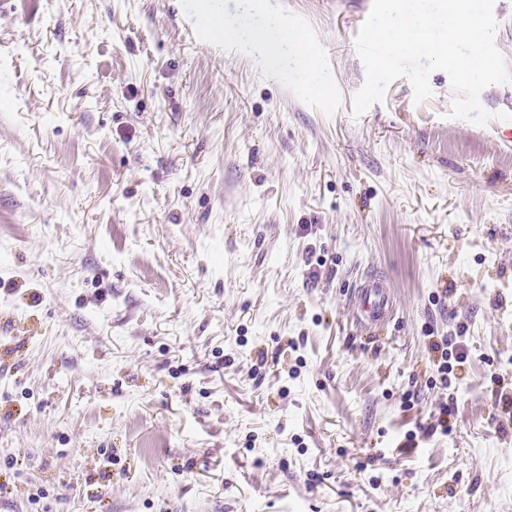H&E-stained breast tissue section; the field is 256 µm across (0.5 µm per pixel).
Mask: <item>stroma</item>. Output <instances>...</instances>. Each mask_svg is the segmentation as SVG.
<instances>
[{
	"mask_svg": "<svg viewBox=\"0 0 512 512\" xmlns=\"http://www.w3.org/2000/svg\"><path fill=\"white\" fill-rule=\"evenodd\" d=\"M191 2L0 0V506L512 512V84L356 120L372 0ZM210 34L215 37L216 43L228 44L245 40L258 45L270 60L279 59L289 53L293 61L305 70L315 67L311 44L299 30L288 25L276 28L257 27L247 33H240L224 25L212 27ZM357 313L371 322L385 320L391 313V295L386 281L369 275L355 287Z\"/></svg>",
	"mask_w": 512,
	"mask_h": 512,
	"instance_id": "1",
	"label": "stroma"
}]
</instances>
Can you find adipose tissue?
Returning a JSON list of instances; mask_svg holds the SVG:
<instances>
[{"instance_id": "adipose-tissue-1", "label": "adipose tissue", "mask_w": 512, "mask_h": 512, "mask_svg": "<svg viewBox=\"0 0 512 512\" xmlns=\"http://www.w3.org/2000/svg\"><path fill=\"white\" fill-rule=\"evenodd\" d=\"M210 33L221 44L244 40L261 47L267 59L276 60L288 54L300 67L307 70L314 67L311 44L299 30L288 26L257 27L244 34L226 26H217L211 28Z\"/></svg>"}]
</instances>
